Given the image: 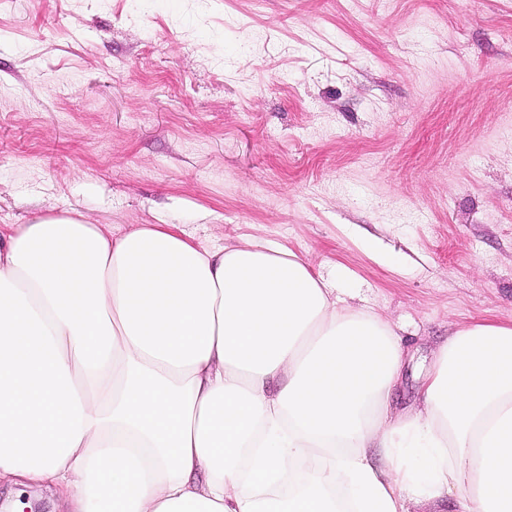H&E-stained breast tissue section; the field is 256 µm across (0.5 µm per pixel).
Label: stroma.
I'll return each mask as SVG.
<instances>
[{"label": "stroma", "instance_id": "1", "mask_svg": "<svg viewBox=\"0 0 512 512\" xmlns=\"http://www.w3.org/2000/svg\"><path fill=\"white\" fill-rule=\"evenodd\" d=\"M273 243L438 345L512 324V0H0V225Z\"/></svg>", "mask_w": 512, "mask_h": 512}]
</instances>
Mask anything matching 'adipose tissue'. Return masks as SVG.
I'll use <instances>...</instances> for the list:
<instances>
[{"label": "adipose tissue", "mask_w": 512, "mask_h": 512, "mask_svg": "<svg viewBox=\"0 0 512 512\" xmlns=\"http://www.w3.org/2000/svg\"><path fill=\"white\" fill-rule=\"evenodd\" d=\"M390 323L276 245L0 225V483L64 512H512V324L458 328L392 410Z\"/></svg>", "instance_id": "obj_1"}]
</instances>
